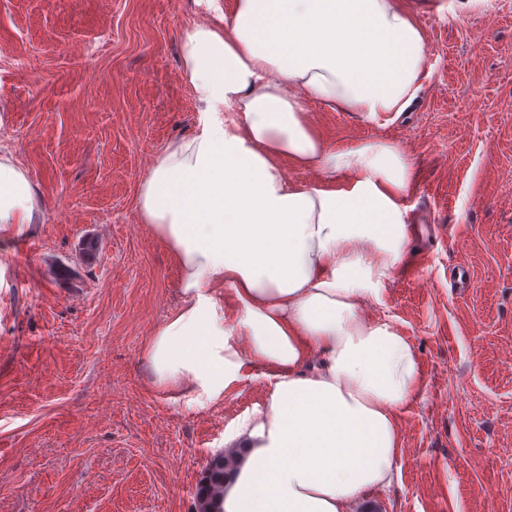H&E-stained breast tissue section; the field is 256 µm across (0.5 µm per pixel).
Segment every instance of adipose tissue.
Wrapping results in <instances>:
<instances>
[{
	"mask_svg": "<svg viewBox=\"0 0 512 512\" xmlns=\"http://www.w3.org/2000/svg\"><path fill=\"white\" fill-rule=\"evenodd\" d=\"M181 61L199 122L137 196L181 294L146 348L154 384L203 408L263 366L264 403L224 436L222 512H351L391 485L419 382L410 342L363 311L406 252L413 166L388 142L331 146L302 99L368 121L404 111L424 32L402 0H234L185 31ZM36 220L27 170L0 154V233Z\"/></svg>",
	"mask_w": 512,
	"mask_h": 512,
	"instance_id": "1",
	"label": "adipose tissue"
}]
</instances>
